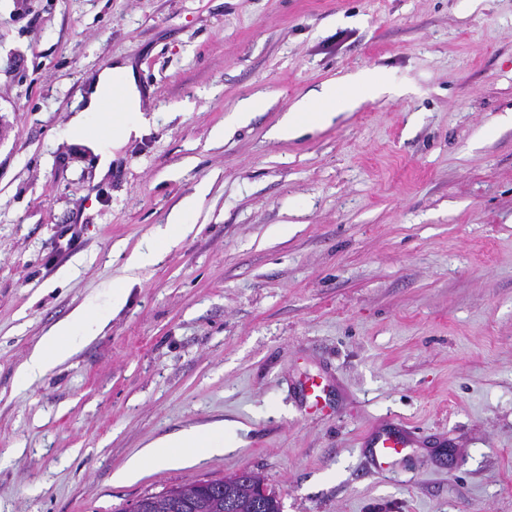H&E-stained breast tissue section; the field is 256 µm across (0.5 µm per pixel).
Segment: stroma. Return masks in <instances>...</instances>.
I'll list each match as a JSON object with an SVG mask.
<instances>
[{"instance_id":"35a3bbf8","label":"stroma","mask_w":512,"mask_h":512,"mask_svg":"<svg viewBox=\"0 0 512 512\" xmlns=\"http://www.w3.org/2000/svg\"><path fill=\"white\" fill-rule=\"evenodd\" d=\"M116 57L151 124L100 179L68 122ZM363 72L389 93L275 138ZM511 113L512 0H0V512H120L242 469L283 512H512ZM183 211L103 332L21 386ZM323 370L310 415L293 387ZM223 421L224 454L116 481ZM389 421L420 445L377 476L362 445ZM192 224H185L183 214L174 218L171 224L159 226L147 244L130 253L125 262L127 271L134 272L154 263L157 254L175 245L185 233L192 229ZM108 323L105 314H91L85 307L55 324L34 347L22 368L20 383L26 385L47 374L85 342L99 336Z\"/></svg>"}]
</instances>
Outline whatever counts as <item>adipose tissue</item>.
Instances as JSON below:
<instances>
[{
  "instance_id": "1",
  "label": "adipose tissue",
  "mask_w": 512,
  "mask_h": 512,
  "mask_svg": "<svg viewBox=\"0 0 512 512\" xmlns=\"http://www.w3.org/2000/svg\"><path fill=\"white\" fill-rule=\"evenodd\" d=\"M122 88L125 110L113 119L111 143H104L99 128L104 121V102L114 88ZM382 91L380 81L371 75H358L348 83L324 88L314 100L299 103L296 110L286 113L278 126L281 139L298 137L304 127L329 125L339 113L352 110L361 101L374 99ZM141 92L138 73L130 61L117 59L112 66L92 77L84 107L69 121V132L75 143L98 158L96 171L106 176L115 152L128 142L140 138L149 119L140 108ZM189 230L182 217L158 227L144 247L128 256L125 267L133 272L154 263L157 254L175 245ZM108 323L103 313L77 309L70 317L55 324L34 347L22 368L21 384H28L47 374L62 363L85 342L99 336ZM232 442L231 433L221 425L200 426L181 430L147 444L139 455L119 470L115 478L123 482L158 467L172 468L190 461H199L223 453Z\"/></svg>"
}]
</instances>
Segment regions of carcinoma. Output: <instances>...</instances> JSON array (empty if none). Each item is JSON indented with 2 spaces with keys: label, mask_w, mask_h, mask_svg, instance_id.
<instances>
[{
  "label": "carcinoma",
  "mask_w": 512,
  "mask_h": 512,
  "mask_svg": "<svg viewBox=\"0 0 512 512\" xmlns=\"http://www.w3.org/2000/svg\"><path fill=\"white\" fill-rule=\"evenodd\" d=\"M175 491L178 492L175 497L166 492L144 496L122 512H226V503L232 506L233 512H282L281 497L275 490H270L265 499H255L232 475L180 486Z\"/></svg>",
  "instance_id": "cac0c4a2"
}]
</instances>
